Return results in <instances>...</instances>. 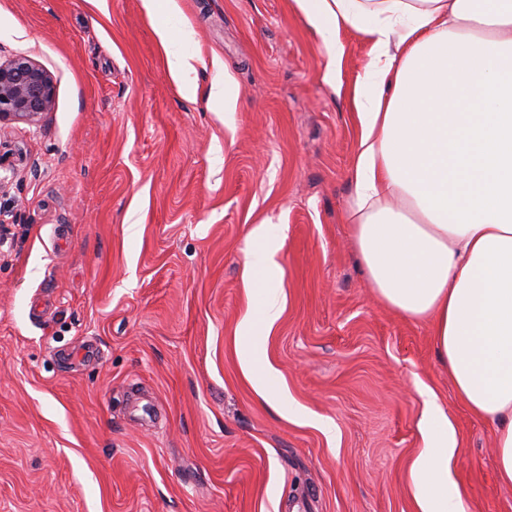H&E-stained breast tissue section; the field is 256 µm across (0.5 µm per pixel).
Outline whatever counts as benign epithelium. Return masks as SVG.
<instances>
[{
    "label": "benign epithelium",
    "mask_w": 512,
    "mask_h": 512,
    "mask_svg": "<svg viewBox=\"0 0 512 512\" xmlns=\"http://www.w3.org/2000/svg\"><path fill=\"white\" fill-rule=\"evenodd\" d=\"M55 103V79L42 65L24 55L0 61V126L35 125Z\"/></svg>",
    "instance_id": "obj_1"
}]
</instances>
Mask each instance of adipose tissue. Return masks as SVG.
I'll return each instance as SVG.
<instances>
[{"mask_svg": "<svg viewBox=\"0 0 512 512\" xmlns=\"http://www.w3.org/2000/svg\"><path fill=\"white\" fill-rule=\"evenodd\" d=\"M334 74L348 25L370 43L353 103L361 126L350 216L377 296L430 320L457 396L494 434L512 486V0H294ZM247 252L262 272L260 316L239 325L255 369L262 330L281 313L277 245ZM411 474L418 512H470L451 474L459 453L438 406L421 420Z\"/></svg>", "mask_w": 512, "mask_h": 512, "instance_id": "adipose-tissue-1", "label": "adipose tissue"}]
</instances>
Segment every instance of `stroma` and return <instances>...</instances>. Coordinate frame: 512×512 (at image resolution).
Masks as SVG:
<instances>
[{
	"mask_svg": "<svg viewBox=\"0 0 512 512\" xmlns=\"http://www.w3.org/2000/svg\"><path fill=\"white\" fill-rule=\"evenodd\" d=\"M177 6L0 0V58L56 81L39 125L0 129V512H417L432 400L472 512H512L429 323L383 305L357 258L369 42L341 26L331 85L293 0ZM219 64L232 112L209 97ZM260 226L284 300L263 393L237 339Z\"/></svg>",
	"mask_w": 512,
	"mask_h": 512,
	"instance_id": "obj_1",
	"label": "stroma"
}]
</instances>
